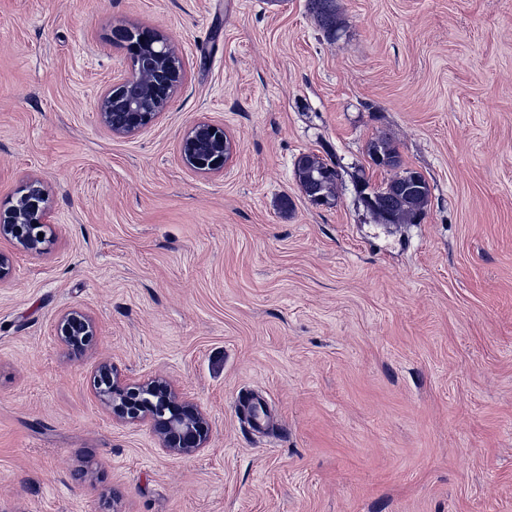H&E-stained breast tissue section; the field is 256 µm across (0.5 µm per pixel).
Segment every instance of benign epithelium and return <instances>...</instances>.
<instances>
[{
	"label": "benign epithelium",
	"instance_id": "1",
	"mask_svg": "<svg viewBox=\"0 0 512 512\" xmlns=\"http://www.w3.org/2000/svg\"><path fill=\"white\" fill-rule=\"evenodd\" d=\"M140 36L149 46L148 53L130 54L131 75L111 83L97 102L100 124L111 134L121 137L136 135L165 112L183 79V64L176 49L159 33L142 31ZM164 71L169 76L168 88L154 86V74ZM142 84V98L130 106L126 122L113 123L112 104L125 85ZM233 150L224 137V129L201 122L191 128L182 142L186 163L195 170L215 171L224 166ZM29 191L0 213V240L30 254L44 251L46 238L39 234L50 229L49 208L39 180L27 183ZM58 330L63 342L78 349L95 335L93 319L80 309L65 312ZM96 396L112 418L128 424L148 422L159 441V447L173 456H191L206 446L209 422L195 404L180 400L171 383L155 376L141 383L125 384L111 361H102L94 377Z\"/></svg>",
	"mask_w": 512,
	"mask_h": 512
}]
</instances>
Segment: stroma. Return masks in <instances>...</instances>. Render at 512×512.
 <instances>
[{
  "label": "stroma",
  "instance_id": "35a3bbf8",
  "mask_svg": "<svg viewBox=\"0 0 512 512\" xmlns=\"http://www.w3.org/2000/svg\"><path fill=\"white\" fill-rule=\"evenodd\" d=\"M337 5L332 42L307 0H0V209L35 176L52 225L0 286V512H512V0ZM120 27L186 68L131 137L96 114ZM200 121L220 171L184 160ZM382 134L430 185L420 223L358 197ZM304 153L339 162L333 205ZM105 358L200 406L206 448L112 421ZM233 150L223 128L201 122L191 128L182 142L186 163L195 170L215 171L224 166ZM328 169L334 170L332 177L325 176L324 173ZM295 175L309 201L325 198L333 204L340 177L337 166L330 165L314 153H304L295 161ZM58 330L63 342L74 349L85 345L96 333L93 319L80 309L65 312L58 322Z\"/></svg>",
  "mask_w": 512,
  "mask_h": 512
}]
</instances>
